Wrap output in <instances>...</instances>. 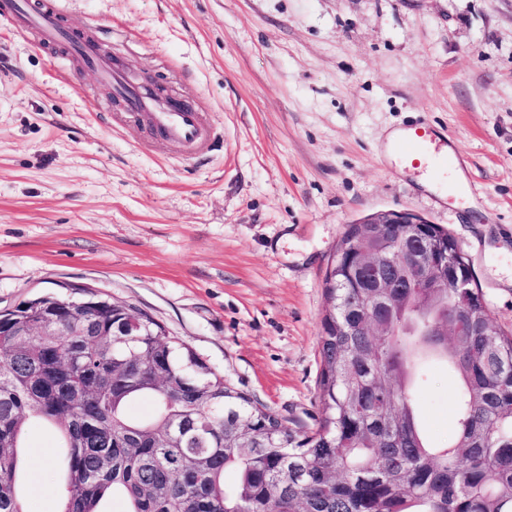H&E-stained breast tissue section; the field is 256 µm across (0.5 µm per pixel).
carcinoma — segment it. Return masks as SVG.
<instances>
[{
  "instance_id": "cac0c4a2",
  "label": "carcinoma",
  "mask_w": 512,
  "mask_h": 512,
  "mask_svg": "<svg viewBox=\"0 0 512 512\" xmlns=\"http://www.w3.org/2000/svg\"><path fill=\"white\" fill-rule=\"evenodd\" d=\"M356 229L326 280L322 420L302 440L122 302L45 296L0 313V512H23L17 454L30 418L65 449L60 512H102L114 496L127 512H512V335L489 328L478 288L370 287L348 265ZM378 308L377 356L358 325ZM55 311L66 335H16ZM459 311L456 335H436ZM424 352L459 381L442 448L411 397ZM143 396L155 415L130 419Z\"/></svg>"
}]
</instances>
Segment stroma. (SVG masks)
Instances as JSON below:
<instances>
[{"mask_svg":"<svg viewBox=\"0 0 512 512\" xmlns=\"http://www.w3.org/2000/svg\"><path fill=\"white\" fill-rule=\"evenodd\" d=\"M67 27L197 98L195 151L114 108L60 43L0 17V311L73 286L124 302L295 434L320 417L324 278L346 224L409 210L471 265L512 332V0H55ZM463 182L432 188L382 143L419 121ZM430 442L455 436V379L423 354ZM60 448L25 430L24 512H59Z\"/></svg>","mask_w":512,"mask_h":512,"instance_id":"stroma-1","label":"stroma"}]
</instances>
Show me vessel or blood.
Returning <instances> with one entry per match:
<instances>
[{
    "instance_id": "obj_1",
    "label": "vessel or blood",
    "mask_w": 512,
    "mask_h": 512,
    "mask_svg": "<svg viewBox=\"0 0 512 512\" xmlns=\"http://www.w3.org/2000/svg\"><path fill=\"white\" fill-rule=\"evenodd\" d=\"M6 15L20 31L37 33L43 40L68 43L72 52L83 57L89 68L96 70L98 77L111 84L114 94L125 98L134 112L143 115L148 124L162 140L192 144L203 141L205 129L202 113L194 104H159L148 87L132 85L125 75L119 60L100 58L94 47L84 41L71 39L58 18L54 5H47L38 12L30 11L28 0H9ZM434 137L428 125H418L413 136L404 144L406 159L423 155L433 144Z\"/></svg>"
}]
</instances>
